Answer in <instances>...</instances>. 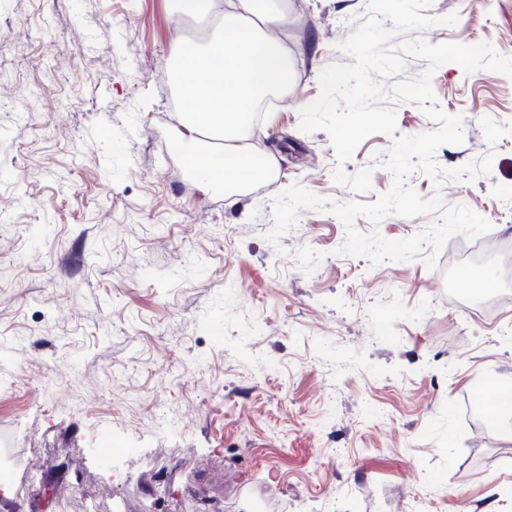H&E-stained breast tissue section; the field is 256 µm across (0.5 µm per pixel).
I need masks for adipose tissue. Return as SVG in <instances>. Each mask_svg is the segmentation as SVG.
I'll return each instance as SVG.
<instances>
[{
	"label": "adipose tissue",
	"mask_w": 512,
	"mask_h": 512,
	"mask_svg": "<svg viewBox=\"0 0 512 512\" xmlns=\"http://www.w3.org/2000/svg\"><path fill=\"white\" fill-rule=\"evenodd\" d=\"M174 10L219 20L206 43L180 42L169 65L184 103V165L210 188L247 185L269 162L247 133L252 111L289 82L288 50L276 36L288 15L273 0H174Z\"/></svg>",
	"instance_id": "1"
}]
</instances>
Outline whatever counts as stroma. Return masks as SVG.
<instances>
[{"label": "stroma", "mask_w": 512, "mask_h": 512, "mask_svg": "<svg viewBox=\"0 0 512 512\" xmlns=\"http://www.w3.org/2000/svg\"><path fill=\"white\" fill-rule=\"evenodd\" d=\"M291 81L254 136L274 166L235 191L206 188L175 151L169 83L180 21L165 0H0V463L10 512H512V437L482 407L487 365L512 380V298L488 311L448 267L512 277V79L440 66L434 107L463 118L443 168L407 180L488 219L435 267L377 265L339 249L334 214L301 211L278 243L275 197L331 203L329 135L300 128L319 75L364 21L367 0H286ZM457 14L455 24L442 17ZM433 44L491 43L512 57V0H432ZM395 135L364 139L347 174L393 185L396 136L433 130L395 105ZM391 215L363 232L427 231ZM112 453H105V446Z\"/></svg>", "instance_id": "35a3bbf8"}]
</instances>
